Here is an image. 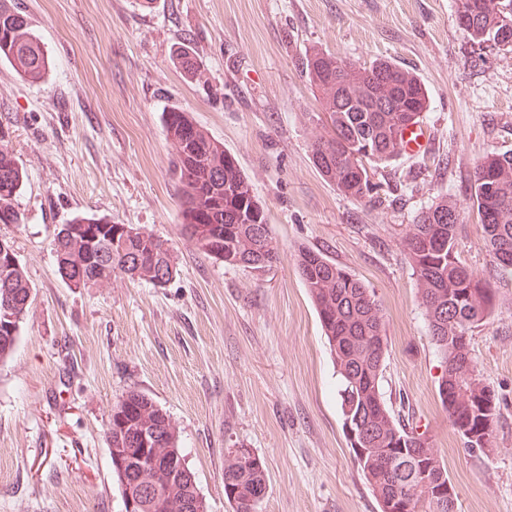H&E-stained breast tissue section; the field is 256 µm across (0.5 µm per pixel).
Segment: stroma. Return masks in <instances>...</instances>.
Masks as SVG:
<instances>
[{"label":"stroma","instance_id":"35a3bbf8","mask_svg":"<svg viewBox=\"0 0 512 512\" xmlns=\"http://www.w3.org/2000/svg\"><path fill=\"white\" fill-rule=\"evenodd\" d=\"M49 66L35 82L0 58V127L23 172L0 224L33 288L13 354L0 360V512H123L106 428L138 389L170 415L210 512L226 449L265 465L260 512H379L342 429L338 378L293 256L322 250L371 289L388 336L383 392L431 435L457 512H512V269L489 261L468 199L475 162L512 151V51L479 49L454 0H10ZM195 53L191 78L175 57ZM319 47L357 66L389 59L426 84L429 151L377 168L379 201L338 194L313 166L321 104L301 62ZM187 112L234 153L282 257L232 267L179 232V187L162 122ZM449 194L458 252L500 304L470 349L500 400L491 455L469 453L438 396L444 372L401 237ZM105 217L167 239L164 286L120 276L68 287L54 232Z\"/></svg>","mask_w":512,"mask_h":512}]
</instances>
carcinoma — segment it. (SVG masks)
Returning <instances> with one entry per match:
<instances>
[{
    "label": "carcinoma",
    "mask_w": 512,
    "mask_h": 512,
    "mask_svg": "<svg viewBox=\"0 0 512 512\" xmlns=\"http://www.w3.org/2000/svg\"><path fill=\"white\" fill-rule=\"evenodd\" d=\"M456 15L472 20L462 28L480 47L512 50V0H455ZM0 58L16 64L37 80L48 58L31 34L26 17L8 0H0ZM311 86L318 90L323 134L311 151H324L315 169L345 198L373 196L364 163H385L402 152V134L410 120L423 122L429 107L425 84L413 72L386 60L369 66H336V55L313 47L303 62ZM391 104L382 112L381 102ZM163 122L174 150L180 183L181 234L201 253L228 266L263 270L280 261L268 216L234 154L224 150L190 118L171 109ZM22 171L11 151L0 147V223L21 224L13 199ZM492 261L511 269L512 152H488L476 161L469 184ZM460 207L445 194L414 218L402 238V249L414 276L428 322L430 338L445 370L438 387L440 401L465 450L480 447L479 438L493 437L500 404L473 360L469 344L457 339L494 314L497 296L489 282L460 258L457 239ZM119 225L106 218H75L54 238L58 271L66 256L85 251L86 264L75 288H98L99 281L125 275L155 282L156 267L174 268L168 241L139 232L114 244ZM294 262L326 336L340 379L338 396L343 425L360 426V445L368 449L354 461L377 502L388 499L412 504L410 512H457L448 496L416 494L401 458L415 461L431 484L448 482V469L430 438L389 406L382 389L388 338L383 314L373 293L346 267L321 250L303 247ZM32 303L30 281L15 255H0V360L14 351L24 315ZM107 448L126 456L125 470H113L122 496L141 497V512H208L189 467L168 469L164 462L184 456L176 425L167 412L139 390H129L112 406L106 429ZM268 489L266 469L247 448H230L224 459V497L232 512H259Z\"/></svg>",
    "instance_id": "carcinoma-1"
}]
</instances>
